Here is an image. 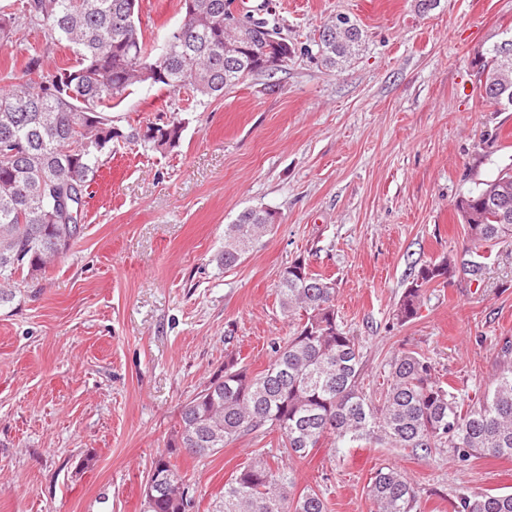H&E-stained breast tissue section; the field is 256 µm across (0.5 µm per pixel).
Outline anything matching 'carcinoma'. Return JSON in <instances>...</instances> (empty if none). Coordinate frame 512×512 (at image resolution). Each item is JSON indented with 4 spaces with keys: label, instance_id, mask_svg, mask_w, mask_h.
Masks as SVG:
<instances>
[{
    "label": "carcinoma",
    "instance_id": "1",
    "mask_svg": "<svg viewBox=\"0 0 512 512\" xmlns=\"http://www.w3.org/2000/svg\"><path fill=\"white\" fill-rule=\"evenodd\" d=\"M192 17L168 31L161 52L149 47L140 20V0H26L19 12L0 13V48L21 29L37 31L45 43L65 42L76 64L51 67L45 54L27 55L23 76L0 75V306L11 303L9 284L35 280L67 251L84 230L90 187L103 158L117 140L141 143L163 153L176 147L179 122L134 128L124 134L105 112L132 87L149 83L172 91L189 89L202 98L224 96L245 76L267 70L259 59L238 65L224 55V0H182ZM253 35L277 37L262 19L245 15ZM361 33L349 18L325 26L318 51L334 66L346 61ZM482 72L486 99L512 105V48L496 43L487 51ZM494 196L512 200V171H502L456 200L468 225L475 252L512 226L499 221ZM267 210L247 209L228 225L224 246L215 256L229 270L243 259L244 240L258 235L249 249L273 229ZM447 258L410 272L395 310L398 324L417 317L427 288L447 278ZM309 270L303 259L286 266L276 294L283 312L297 317L292 336L271 344L267 367L251 373L230 355L194 398L185 403L173 447L189 456L211 457L257 431L276 432L287 456L306 458L330 437L349 448L383 442L392 448L432 454L446 448L460 461L479 455L512 459V343L501 348L498 369L483 394L464 404L437 379L434 365L413 351L395 353L382 387L371 397L360 387V345L338 321L336 289ZM153 470L174 480L143 512H193L183 498L190 487L167 457ZM293 473L257 457L224 483L213 512H327L326 499L311 487L290 495ZM373 512H413L414 487L393 467L376 470L368 485ZM455 512H512V493L464 491Z\"/></svg>",
    "mask_w": 512,
    "mask_h": 512
}]
</instances>
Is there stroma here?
I'll list each match as a JSON object with an SVG mask.
<instances>
[{"instance_id": "stroma-1", "label": "stroma", "mask_w": 512, "mask_h": 512, "mask_svg": "<svg viewBox=\"0 0 512 512\" xmlns=\"http://www.w3.org/2000/svg\"><path fill=\"white\" fill-rule=\"evenodd\" d=\"M237 3L276 25L287 62L217 99L134 87L113 126L178 120L179 145L113 144L81 237L0 308V512H141L162 454L189 479L198 512H212L225 482L277 453L280 438L248 435L200 463L169 446L179 410L228 354L266 368L271 343L293 330L276 288L294 259L335 282L366 394L411 350L458 398L476 399L512 339V241L475 257L454 211L460 194L512 168V107L486 100L480 70L512 36V0H439L426 13L415 0ZM339 16L361 41L332 68L316 41ZM181 17L168 0L141 2L148 40ZM247 208L272 211L276 226L221 269L224 231ZM445 256L453 272L397 325L411 268ZM289 466L328 512H372L380 467L408 477L416 512H453L462 491L512 492V459L491 455L325 444Z\"/></svg>"}]
</instances>
